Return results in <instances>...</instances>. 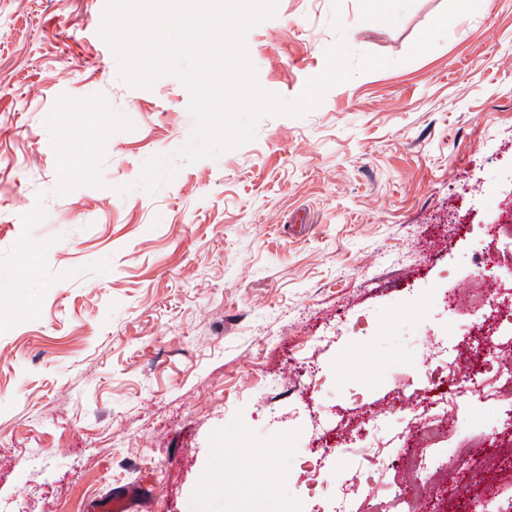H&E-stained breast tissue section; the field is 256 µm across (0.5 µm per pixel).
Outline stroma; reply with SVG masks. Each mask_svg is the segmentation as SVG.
<instances>
[{
  "instance_id": "obj_1",
  "label": "stroma",
  "mask_w": 512,
  "mask_h": 512,
  "mask_svg": "<svg viewBox=\"0 0 512 512\" xmlns=\"http://www.w3.org/2000/svg\"><path fill=\"white\" fill-rule=\"evenodd\" d=\"M446 5L277 0L246 37L263 92L297 98L340 42L390 66L305 116H263L219 158L178 161L150 194L146 161L193 131L187 87L120 78L106 0H0V251L43 204L32 236L57 277L39 318L0 334V512H88L141 481L143 512H336L324 489L356 462L305 454L346 419L349 439L389 423L364 437L375 473L420 512L472 498L479 480L447 443L415 441L423 395L393 380L441 339L472 354L488 314L442 299L468 287L472 257L512 253L491 229L512 207V0H479L409 58ZM97 94L132 127L108 138L102 186L54 196L46 120L61 96ZM483 417L503 428L512 404L474 390L454 426ZM399 443L425 487L402 483Z\"/></svg>"
}]
</instances>
